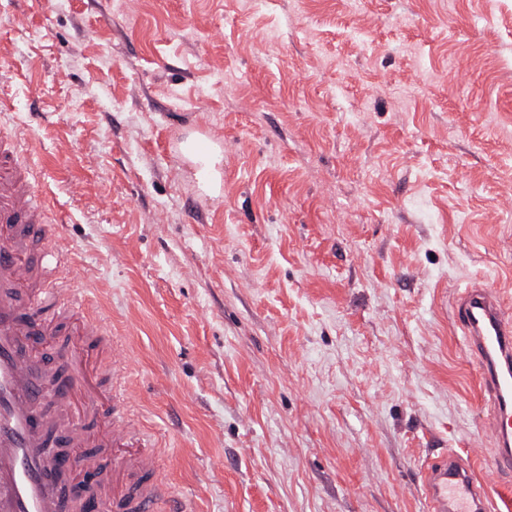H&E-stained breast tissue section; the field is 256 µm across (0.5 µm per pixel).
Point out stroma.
<instances>
[{"instance_id": "stroma-1", "label": "stroma", "mask_w": 512, "mask_h": 512, "mask_svg": "<svg viewBox=\"0 0 512 512\" xmlns=\"http://www.w3.org/2000/svg\"><path fill=\"white\" fill-rule=\"evenodd\" d=\"M0 98L190 512L512 499L454 314L512 310V0H0ZM421 480L429 512L493 511L484 483L450 448L423 467Z\"/></svg>"}]
</instances>
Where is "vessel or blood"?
Returning a JSON list of instances; mask_svg holds the SVG:
<instances>
[{"label":"vessel or blood","mask_w":512,"mask_h":512,"mask_svg":"<svg viewBox=\"0 0 512 512\" xmlns=\"http://www.w3.org/2000/svg\"><path fill=\"white\" fill-rule=\"evenodd\" d=\"M27 146L0 133V512H74L57 489L47 446L76 449L84 474L105 471L115 512H181L184 498L158 476L160 457L129 416L120 337L87 316L89 301L60 275L46 200ZM456 317L492 407L491 470H512V312L491 284L455 300ZM56 340L52 352L43 337ZM428 512H492L484 483L448 449L421 471Z\"/></svg>","instance_id":"b4317fda"}]
</instances>
